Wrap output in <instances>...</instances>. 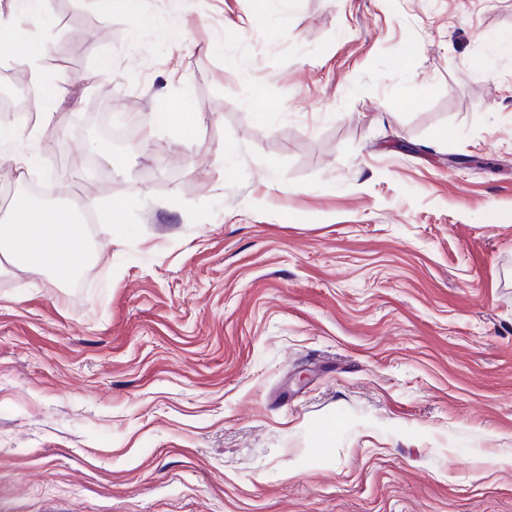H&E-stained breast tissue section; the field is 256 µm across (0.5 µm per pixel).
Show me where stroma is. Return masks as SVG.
<instances>
[{
    "label": "stroma",
    "instance_id": "1",
    "mask_svg": "<svg viewBox=\"0 0 512 512\" xmlns=\"http://www.w3.org/2000/svg\"><path fill=\"white\" fill-rule=\"evenodd\" d=\"M0 14L67 91L0 111V222L124 209L0 272V512H512V0ZM62 210L18 197L9 220L0 224V270L5 265L38 274L53 270L67 277L94 256L80 224Z\"/></svg>",
    "mask_w": 512,
    "mask_h": 512
}]
</instances>
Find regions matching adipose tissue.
Segmentation results:
<instances>
[{"label": "adipose tissue", "instance_id": "obj_1", "mask_svg": "<svg viewBox=\"0 0 512 512\" xmlns=\"http://www.w3.org/2000/svg\"><path fill=\"white\" fill-rule=\"evenodd\" d=\"M91 258L81 225L56 207L19 197L0 224V269L9 265L33 274L50 269L66 277Z\"/></svg>", "mask_w": 512, "mask_h": 512}]
</instances>
